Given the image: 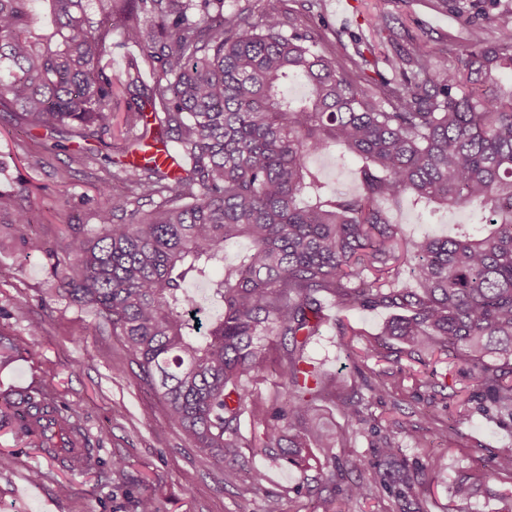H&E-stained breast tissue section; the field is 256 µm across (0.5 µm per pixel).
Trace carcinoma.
Returning <instances> with one entry per match:
<instances>
[{"mask_svg": "<svg viewBox=\"0 0 512 512\" xmlns=\"http://www.w3.org/2000/svg\"><path fill=\"white\" fill-rule=\"evenodd\" d=\"M0 0V112L45 138L70 133L105 143L113 108L125 104L129 146L160 143L190 166L177 173L152 161L112 172L93 210L92 235L74 236L56 258L60 294L95 310L120 337L169 424L240 480L246 409L264 424L263 448L300 472L336 461L349 438L317 417L320 402L344 389L308 362L325 323L322 299L350 308L401 310L384 335L461 362L478 381L479 409L512 418V18L494 39L456 65L427 45L398 47L396 74L377 89L354 73L369 65L327 57L309 30L272 4L224 14V0ZM139 56L112 77V14ZM154 74L143 81L141 70ZM294 78L304 100L285 91ZM362 161L360 191L331 192L307 167L310 154ZM407 201L452 210L478 201L472 230L405 247L383 204ZM45 216L26 186L0 191V224ZM248 242L224 265L226 243ZM224 266L222 278L212 268ZM209 286L221 314L207 327L192 316L187 279ZM366 363L378 356L343 342ZM280 378L270 404L251 400L269 369ZM343 413L354 435L367 431L372 400L387 393L381 374ZM59 416L58 431L41 426ZM18 447H36L70 472L100 464L94 449L54 452L84 439L79 408L42 391L0 394V427ZM345 480L349 500L379 491L397 501L420 483L396 438ZM486 480L512 479V448L483 461Z\"/></svg>", "mask_w": 512, "mask_h": 512, "instance_id": "carcinoma-1", "label": "carcinoma"}]
</instances>
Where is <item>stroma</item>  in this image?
Masks as SVG:
<instances>
[{
  "instance_id": "35a3bbf8",
  "label": "stroma",
  "mask_w": 512,
  "mask_h": 512,
  "mask_svg": "<svg viewBox=\"0 0 512 512\" xmlns=\"http://www.w3.org/2000/svg\"><path fill=\"white\" fill-rule=\"evenodd\" d=\"M473 24L463 23L455 9L437 8L436 0H318L319 16L311 18L309 0H285L298 23L312 29L325 53L354 56L358 41L373 44L379 60L378 71L391 77L385 58L394 44H427L440 59L455 61L473 43L474 26L484 37L492 29L486 16H496L512 6V0H462ZM385 18L392 42L380 41L378 18ZM123 113H114L115 133L111 148L89 141L94 156L84 162L72 161L69 153L51 147L41 149L40 166L21 161L16 149L26 135L15 123L0 120V185L27 184L31 200L49 211L50 222L20 229L0 224V333L22 342L23 351L0 365V391L41 390L78 406L81 424L91 446L103 462L97 471L80 474L60 470L32 448H15L8 429H0V451H15L12 470L0 472V512H137L141 495L153 496L159 512H263L267 494L282 496L284 512H311L320 497L317 484L296 494L303 482L298 470L277 464L261 449L243 451L245 469H260L266 475L264 489L253 492L247 483L224 485L220 467L205 453L169 426L164 407L130 364L125 347L111 330L93 331L95 312L62 298L54 274L53 258L43 254L24 256L23 236L41 238L47 248L61 250L74 234L94 229L91 212L97 198V179L109 164H123L127 158L120 135ZM332 188L345 194L360 189L359 160L338 164L335 157L310 158ZM392 223L398 224L406 241L422 235L447 236L460 226L475 222L474 207L430 214L410 204L389 207ZM326 323L309 344L307 356L325 376H343L347 396H358L362 388L355 367L340 345L341 330L352 327L358 335L353 344L380 347L369 367L383 372L389 393L371 406L372 430L353 437L350 451L338 454L337 468H348L352 458L372 461L376 447L397 431L399 424L428 425V408H435L440 421L449 415L465 419L447 438L426 434L424 445L399 438V446L410 466L429 467L425 488L415 489L412 512H503L512 504V480L484 483L476 478L479 459L512 448V422L489 419L477 403L467 397L478 389L477 381L445 357L413 353L397 341L381 336L389 309H348L333 297L323 299ZM40 321L38 335L28 333L31 321ZM436 369L434 385L424 383L425 369ZM124 462L114 471L113 462ZM42 474L39 482L29 479L32 470ZM71 485L61 495L59 482ZM460 481L471 483L473 494L467 503L451 495Z\"/></svg>"
}]
</instances>
